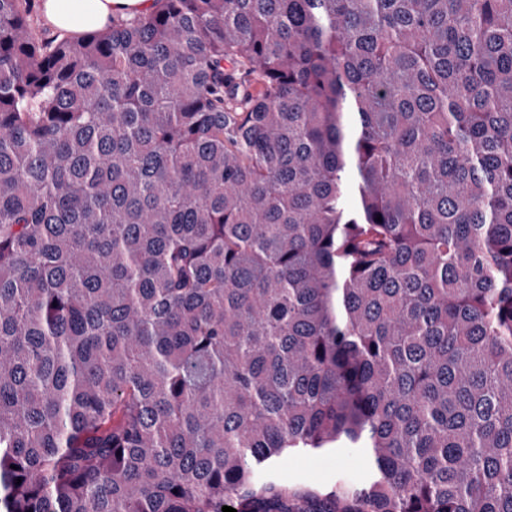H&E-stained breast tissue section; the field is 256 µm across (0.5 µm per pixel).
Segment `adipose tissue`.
Wrapping results in <instances>:
<instances>
[{"instance_id":"obj_1","label":"adipose tissue","mask_w":512,"mask_h":512,"mask_svg":"<svg viewBox=\"0 0 512 512\" xmlns=\"http://www.w3.org/2000/svg\"><path fill=\"white\" fill-rule=\"evenodd\" d=\"M154 0H43L47 24L63 35L79 36L111 28L115 17L132 18L151 10Z\"/></svg>"}]
</instances>
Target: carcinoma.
I'll return each mask as SVG.
<instances>
[{
    "instance_id": "obj_1",
    "label": "carcinoma",
    "mask_w": 512,
    "mask_h": 512,
    "mask_svg": "<svg viewBox=\"0 0 512 512\" xmlns=\"http://www.w3.org/2000/svg\"><path fill=\"white\" fill-rule=\"evenodd\" d=\"M224 506L512 512V0H0V512ZM33 0L34 18L47 36L62 39L92 30H108L112 18H133L151 10L154 0ZM47 22V23H46ZM52 27L55 31H53ZM370 474V461L359 448H329L274 458L259 476L289 487L328 490L339 482L364 483Z\"/></svg>"
}]
</instances>
